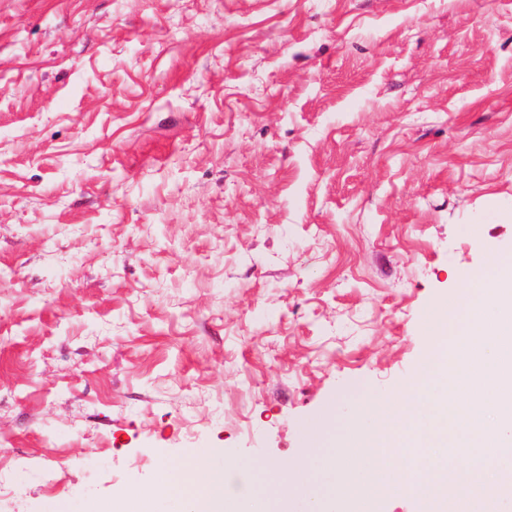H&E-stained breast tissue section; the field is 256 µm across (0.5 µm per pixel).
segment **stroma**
Wrapping results in <instances>:
<instances>
[{
    "label": "stroma",
    "instance_id": "35a3bbf8",
    "mask_svg": "<svg viewBox=\"0 0 512 512\" xmlns=\"http://www.w3.org/2000/svg\"><path fill=\"white\" fill-rule=\"evenodd\" d=\"M495 253L512 0H0V512L294 469Z\"/></svg>",
    "mask_w": 512,
    "mask_h": 512
}]
</instances>
